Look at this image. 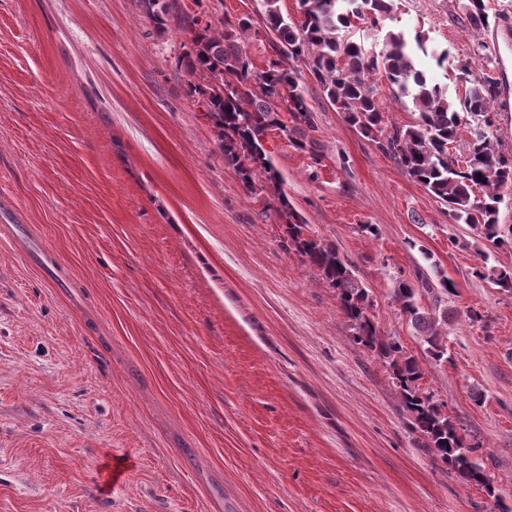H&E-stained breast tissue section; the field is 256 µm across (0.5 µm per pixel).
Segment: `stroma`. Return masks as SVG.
<instances>
[{
	"instance_id": "1",
	"label": "stroma",
	"mask_w": 512,
	"mask_h": 512,
	"mask_svg": "<svg viewBox=\"0 0 512 512\" xmlns=\"http://www.w3.org/2000/svg\"><path fill=\"white\" fill-rule=\"evenodd\" d=\"M180 5L216 30L250 16L264 70L258 0ZM491 6L477 30L459 0H401L393 25L494 72L512 107V0ZM185 40L139 0H0V512H512V292L473 275L512 269V190L503 245L449 223L308 74L314 150L265 143L478 448L484 490L409 428L276 199L225 164L176 66ZM420 270L456 284L441 364L394 300Z\"/></svg>"
}]
</instances>
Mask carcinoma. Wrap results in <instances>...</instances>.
<instances>
[{
  "instance_id": "carcinoma-1",
  "label": "carcinoma",
  "mask_w": 512,
  "mask_h": 512,
  "mask_svg": "<svg viewBox=\"0 0 512 512\" xmlns=\"http://www.w3.org/2000/svg\"><path fill=\"white\" fill-rule=\"evenodd\" d=\"M141 2L145 14L161 26L176 9L177 0ZM299 4L302 20L295 21L282 13L280 0H260L259 11L274 51V58L261 71L254 70L242 48V39L253 29L250 17L227 21L216 34L211 25H200L198 17L181 13L180 29L189 36V49L178 64L196 78L188 83L187 92L200 96L224 162L232 166L245 189L254 194L270 192L277 198L289 242L336 290L354 340L376 352L391 371L411 429L463 481L490 492L478 448L465 445L445 405L420 387L423 372L418 360L399 342L379 335L367 288L336 247L310 234L308 224L288 204L264 144L277 134L300 149L307 146L314 118L302 74L294 66L302 60L329 104L375 142L398 170L436 197L450 222L479 229L484 238L496 243L502 191L512 189V151H503L490 139L494 104L501 96L499 82L487 74L469 78L473 60L462 59L455 63L462 86L455 97L448 96V90L417 65L423 54L441 67L448 62V50L429 48L428 38L419 32L412 35L389 28L381 49L368 50L353 34L365 24L377 30L382 22L393 19L395 0H299ZM461 8L474 28L489 26L486 0H465ZM380 72L394 100L411 104L417 114L413 124L385 130L374 82ZM466 128L470 141L461 151L457 146ZM475 276L512 291V269L482 266ZM455 288L446 277L435 282L423 274L417 283L401 280L394 289L401 313L410 321L425 355L436 364L448 360L451 317L445 297L454 294ZM423 292L431 297L427 309L418 303Z\"/></svg>"
}]
</instances>
